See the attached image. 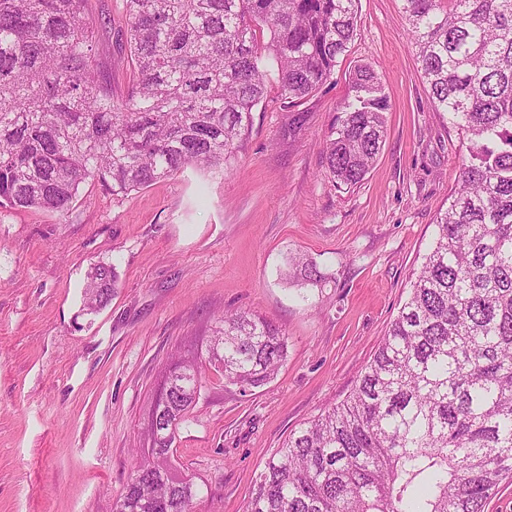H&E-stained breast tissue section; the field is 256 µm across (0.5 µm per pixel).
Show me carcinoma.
<instances>
[{
	"mask_svg": "<svg viewBox=\"0 0 512 512\" xmlns=\"http://www.w3.org/2000/svg\"><path fill=\"white\" fill-rule=\"evenodd\" d=\"M357 2L123 0L136 81L115 99L92 64L86 0H0V207L63 215L89 179L124 196L188 167L224 174L266 100L267 73L285 104L316 92L356 36ZM401 2L429 102L467 157L351 394L289 435L245 512H485L512 479V0ZM387 110L375 66H358L325 137L337 185L365 180ZM289 266L307 285L324 280L300 256ZM118 282L114 265L92 267L87 309ZM206 354L169 371L192 393L166 407L161 447L146 431L112 512H193L199 488L172 444L204 364L247 392L276 375L288 337L249 311L224 313Z\"/></svg>",
	"mask_w": 512,
	"mask_h": 512,
	"instance_id": "1",
	"label": "carcinoma"
}]
</instances>
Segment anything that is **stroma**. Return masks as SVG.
Listing matches in <instances>:
<instances>
[{
    "label": "stroma",
    "instance_id": "35a3bbf8",
    "mask_svg": "<svg viewBox=\"0 0 512 512\" xmlns=\"http://www.w3.org/2000/svg\"><path fill=\"white\" fill-rule=\"evenodd\" d=\"M94 62L115 97L134 82L122 0H88ZM374 63L387 137L354 187L336 186L325 135L356 65ZM268 102L224 178L188 168L126 196L87 181L68 212L0 209V512H112L175 354L205 351L216 317L246 310L285 332L288 359L242 392L206 368L173 444L198 478L194 512H245L271 454L344 401L406 301L466 155L434 111L400 0H358V29L332 77L292 108ZM302 252L325 276L282 271ZM115 265L97 313L86 274Z\"/></svg>",
    "mask_w": 512,
    "mask_h": 512
}]
</instances>
